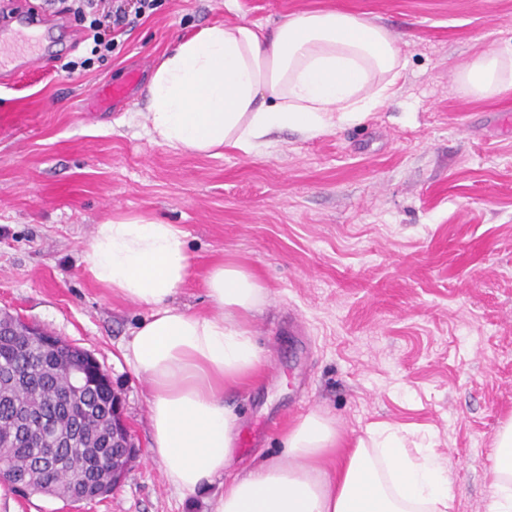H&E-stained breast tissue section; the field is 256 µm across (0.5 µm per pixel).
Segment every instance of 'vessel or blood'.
Listing matches in <instances>:
<instances>
[{
    "mask_svg": "<svg viewBox=\"0 0 512 512\" xmlns=\"http://www.w3.org/2000/svg\"><path fill=\"white\" fill-rule=\"evenodd\" d=\"M40 25L45 29L57 28V19L42 13L35 15H20L16 18V25L12 27L11 38L0 37V87L9 88L14 85L19 76L32 67L44 63L50 53L49 45L42 44L36 49L21 48L16 40L20 30ZM146 64H139L137 68L127 71L123 80L118 82L105 81L100 83L90 94L84 109L88 112H104L128 100L134 89L140 84L146 71Z\"/></svg>",
    "mask_w": 512,
    "mask_h": 512,
    "instance_id": "b4317fda",
    "label": "vessel or blood"
}]
</instances>
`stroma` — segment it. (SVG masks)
<instances>
[{
  "instance_id": "1",
  "label": "stroma",
  "mask_w": 512,
  "mask_h": 512,
  "mask_svg": "<svg viewBox=\"0 0 512 512\" xmlns=\"http://www.w3.org/2000/svg\"><path fill=\"white\" fill-rule=\"evenodd\" d=\"M328 9L399 37L405 68L362 119L211 156L152 141L146 86L121 111L83 110L100 82L205 27ZM511 45L512 0H167L107 62L70 75L51 63L0 88V310L90 352L141 449L107 498L24 497L1 480L0 497L16 512H209L220 492L170 487L147 385L121 352L149 311L84 270L96 224L149 212L186 234L180 306L209 311L203 277L219 259L267 296L249 319L267 361L224 394L254 435L232 471L280 457L282 433L320 411L350 441L397 427L442 457L450 512H487L493 439L512 420V93L476 98L454 75Z\"/></svg>"
}]
</instances>
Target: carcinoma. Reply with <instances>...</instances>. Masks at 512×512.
Returning a JSON list of instances; mask_svg holds the SVG:
<instances>
[{"label":"carcinoma","mask_w":512,"mask_h":512,"mask_svg":"<svg viewBox=\"0 0 512 512\" xmlns=\"http://www.w3.org/2000/svg\"><path fill=\"white\" fill-rule=\"evenodd\" d=\"M77 352L64 348L18 342L0 335V461L4 481L12 473L28 472L39 481L63 487L75 473L98 476V453L112 455V384L98 385L86 395L68 397L65 365H80ZM40 411L52 418L48 429L26 431L15 419L22 409ZM81 417L71 431L74 414ZM72 435V443L85 452L73 457V465L45 468L39 465L48 438Z\"/></svg>","instance_id":"1"}]
</instances>
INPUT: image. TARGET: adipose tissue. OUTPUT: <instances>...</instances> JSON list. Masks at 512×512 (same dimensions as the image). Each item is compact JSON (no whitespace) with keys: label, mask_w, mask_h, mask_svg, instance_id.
Segmentation results:
<instances>
[{"label":"adipose tissue","mask_w":512,"mask_h":512,"mask_svg":"<svg viewBox=\"0 0 512 512\" xmlns=\"http://www.w3.org/2000/svg\"><path fill=\"white\" fill-rule=\"evenodd\" d=\"M404 67L393 33L348 12L293 14L271 29L212 25L153 72L149 132L157 144L212 155L254 149L285 129L315 136L384 106ZM457 80L477 98L512 91V48L481 56ZM185 237L154 215L118 214L95 226L86 258L96 283L150 310L122 354L147 384L152 448L169 484L189 495L223 479L213 512H449L448 470L433 451L411 455L385 425L348 448L319 413L288 428L280 458L228 475L239 418L224 392L265 362L245 321L265 294L250 271L223 260L205 276L210 313L176 305L189 276ZM489 490L488 512H512V421L494 437Z\"/></svg>","instance_id":"ef3b65f1"}]
</instances>
